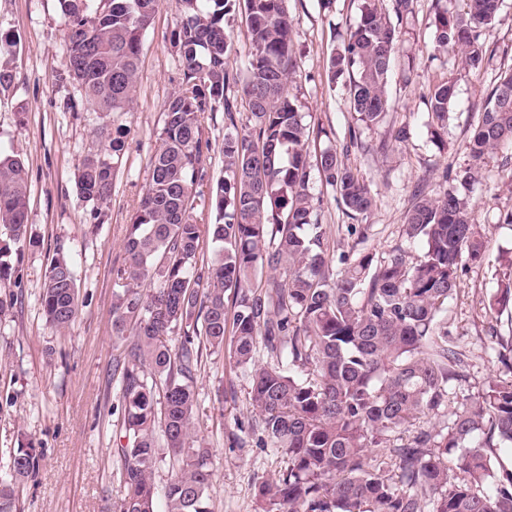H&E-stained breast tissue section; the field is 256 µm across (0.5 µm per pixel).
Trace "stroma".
<instances>
[{
	"label": "stroma",
	"instance_id": "obj_1",
	"mask_svg": "<svg viewBox=\"0 0 512 512\" xmlns=\"http://www.w3.org/2000/svg\"><path fill=\"white\" fill-rule=\"evenodd\" d=\"M287 5L296 20V72L289 93L315 132L310 146L336 147L375 199L370 213L354 222L321 183H314L335 251L382 256L398 246L418 256L419 244L404 233L405 217L419 197L447 192L445 169L459 171L469 163L468 142L486 95L498 73L512 69V0H504L496 20L481 30L489 62L480 79L460 57L435 49V0H414L388 81V111L370 128L357 124L345 88L329 80L327 69L331 52L359 16V0H334L328 9L321 0H288ZM179 19L176 0H158L143 36L129 111L96 112L83 105L73 112L67 103L79 91L64 74L58 0H0V28L13 31L18 41L11 58L15 83L0 93V150L25 162L28 222L39 237L37 247L14 257L17 281L0 284V295L19 299L0 318V469L20 445L40 454L36 475L20 492L23 512H116L124 495L122 461L115 452L120 386L112 366L126 343L112 334L113 271L124 261L127 227L160 144L163 104L179 86L180 62L170 42ZM445 81L453 83L455 94L448 131L436 137L428 97ZM118 125L128 131L124 155L113 174L111 197L98 210L77 194L78 168L86 156L103 150L105 132ZM401 128L407 138L398 142L394 135ZM472 197V219L485 229V260L461 275L444 315L450 335L470 357L464 385L469 394L481 391L491 376L512 380L496 361L502 342L512 335V322L484 309L502 255L512 254V228L498 224L500 215L512 211V145L486 159ZM59 243L74 260L79 286L77 317L62 333L46 325L39 301ZM195 390L193 430L210 447L213 471L210 512H260L255 485L283 470L286 458L256 447L251 436L245 446L233 445L241 428L255 419L248 378L224 353L206 360Z\"/></svg>",
	"mask_w": 512,
	"mask_h": 512
}]
</instances>
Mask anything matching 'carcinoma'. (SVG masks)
<instances>
[{
  "mask_svg": "<svg viewBox=\"0 0 512 512\" xmlns=\"http://www.w3.org/2000/svg\"><path fill=\"white\" fill-rule=\"evenodd\" d=\"M157 0H58L64 18L66 68L80 100L99 112H125L138 80L142 38ZM171 33L182 81L163 105L161 144L151 158L140 206L129 224L125 261L114 270L113 335L133 337L116 362L125 445L118 512H157L154 471L169 450L172 478L164 512H209L210 451L193 435L194 382L205 356L229 348L250 380L256 444L288 458L274 478L256 485L262 512H512V470L497 450L512 447V381L489 379L476 396L458 399L446 424L424 426L468 379L469 356L441 325L459 272L483 261L485 240L471 222V187L481 163L512 145V70L487 96L469 143L472 164L444 178L460 188L422 198L407 214V238L422 244L411 260L399 247L381 259L329 258L323 200L312 174L352 220L366 216L369 187L331 146L312 155L309 128L288 95L295 69L296 20L285 0H177ZM361 0L358 21L330 58L332 76H348L357 121L378 124L388 109L387 78L413 0ZM503 0H464L462 12L437 0L435 47L464 51L481 72L479 29ZM246 16L250 60L245 76L229 71L227 25ZM241 84L251 127L238 130L228 91ZM450 83L437 86L429 108L448 124ZM224 112V175L210 174L207 116ZM127 130L112 128L103 152L79 169L80 196L98 207L112 189L113 160ZM24 162L0 153V280L17 277L12 253L37 240L27 224ZM212 256L201 255L204 239ZM150 280L153 289L140 291ZM73 264L56 245L41 288L52 328L70 327L78 312ZM512 305V259L497 275L487 309ZM263 347L266 358L256 357ZM39 455L18 448L0 476V512H17L18 488L35 475Z\"/></svg>",
  "mask_w": 512,
  "mask_h": 512,
  "instance_id": "carcinoma-1",
  "label": "carcinoma"
}]
</instances>
